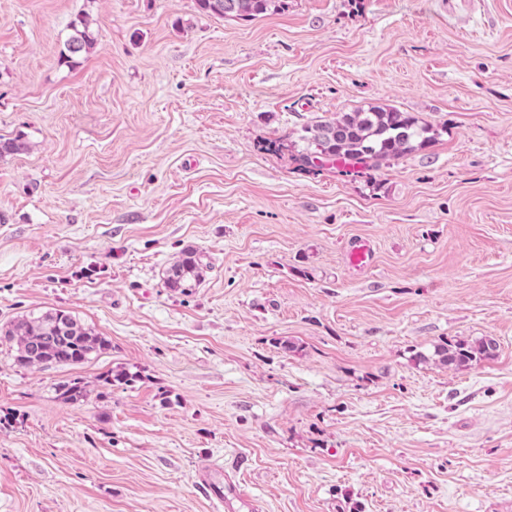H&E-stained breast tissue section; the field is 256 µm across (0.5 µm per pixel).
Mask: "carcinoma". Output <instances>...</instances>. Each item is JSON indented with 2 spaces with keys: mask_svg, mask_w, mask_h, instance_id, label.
I'll list each match as a JSON object with an SVG mask.
<instances>
[{
  "mask_svg": "<svg viewBox=\"0 0 512 512\" xmlns=\"http://www.w3.org/2000/svg\"><path fill=\"white\" fill-rule=\"evenodd\" d=\"M198 9L210 16L249 21L268 13L285 10L288 0H196ZM70 34L59 49L58 60L74 66L91 52L98 40V31L87 13L75 16L69 25ZM430 127L409 113L393 107L372 106L362 112L345 113L332 120L302 129L301 146L294 160L302 167L314 166V161H329L339 168L358 167L378 170L408 153L425 147L432 137ZM29 143L19 134L0 138V157L26 152ZM200 254L186 249L167 268L165 287L187 292L196 287L202 276ZM0 341L16 347L14 363L30 368L48 364L76 366L109 347L108 341L82 325L64 310L46 312L39 316H23L9 327L0 328ZM497 350L491 337L476 341L448 340L434 347L435 362L450 369L467 367L489 359ZM137 375L124 370L111 371L100 377L101 391L106 397L112 386L135 382ZM57 398L68 404L84 401L87 391L83 382L73 378L60 383Z\"/></svg>",
  "mask_w": 512,
  "mask_h": 512,
  "instance_id": "cac0c4a2",
  "label": "carcinoma"
}]
</instances>
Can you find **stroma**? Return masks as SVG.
<instances>
[{
  "mask_svg": "<svg viewBox=\"0 0 512 512\" xmlns=\"http://www.w3.org/2000/svg\"><path fill=\"white\" fill-rule=\"evenodd\" d=\"M83 10L98 43L70 67ZM377 105L434 140L360 173L292 161L304 126ZM20 133L0 328L62 309L111 348L21 368L0 342V512H512V0H0ZM186 249L184 295L163 272ZM486 336L494 359L432 358ZM198 9L210 16L249 21L285 10L288 0H196ZM203 263L200 254L193 249H186L167 268L164 285L171 290L187 293L195 288L202 276ZM56 392L57 398L68 404L82 402L87 397L86 388L83 382L78 378H73L59 383Z\"/></svg>",
  "mask_w": 512,
  "mask_h": 512,
  "instance_id": "1",
  "label": "stroma"
}]
</instances>
